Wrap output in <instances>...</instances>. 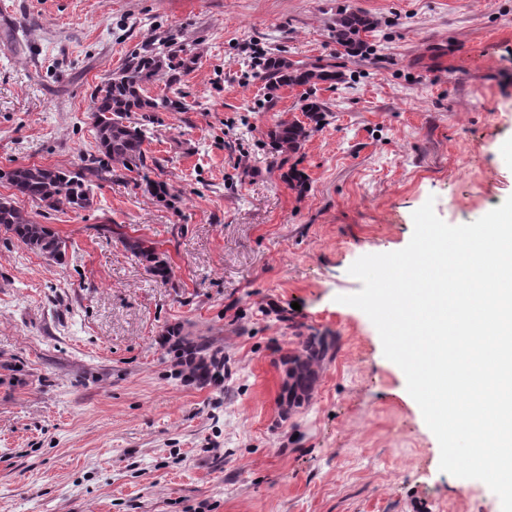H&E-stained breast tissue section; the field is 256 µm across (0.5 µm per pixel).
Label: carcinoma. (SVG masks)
I'll list each match as a JSON object with an SVG mask.
<instances>
[{
	"mask_svg": "<svg viewBox=\"0 0 512 512\" xmlns=\"http://www.w3.org/2000/svg\"><path fill=\"white\" fill-rule=\"evenodd\" d=\"M375 27L367 14L341 13L332 28V39L343 53L350 57L363 54L364 36ZM183 52L172 38H166L131 53L117 73L106 76L92 97L94 127L102 153L115 168L129 172L145 166L144 143L146 129L130 121L133 112L152 111L157 108L176 110L179 101L169 97L160 99L143 95V85L164 79L171 85L177 81L176 73L184 68ZM266 80L275 88L282 86H313L319 81L339 79V73L329 65H305L289 62L282 57H268L263 62ZM302 112L308 122L282 120L270 131L274 149L281 154H295L315 131L326 113L317 101L304 104ZM97 172H72L38 165L17 166L7 171L0 169V182H5L18 193L32 200L52 206L65 199L73 208L84 209L91 201L88 176ZM0 228L12 233L30 249L39 251L58 261L64 255V245L45 224H36L26 217L12 200L0 198ZM125 249L154 277L167 280L172 269L155 242L141 237H129L117 232ZM162 346L174 354L178 373L200 387H221L224 384V350L214 346L206 336L182 335L179 329H170L162 337ZM335 350V341L326 336H309L300 348L288 356L287 382L281 395L285 411L299 408L307 402L319 379L326 360Z\"/></svg>",
	"mask_w": 512,
	"mask_h": 512,
	"instance_id": "carcinoma-1",
	"label": "carcinoma"
}]
</instances>
